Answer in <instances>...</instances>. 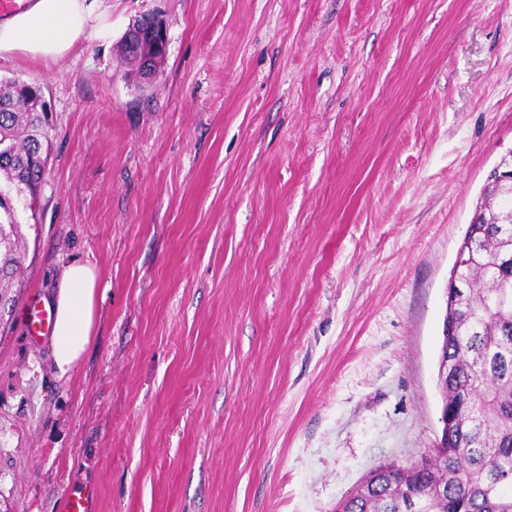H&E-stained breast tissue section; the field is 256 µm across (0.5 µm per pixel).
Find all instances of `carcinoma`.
Wrapping results in <instances>:
<instances>
[{
	"label": "carcinoma",
	"instance_id": "carcinoma-1",
	"mask_svg": "<svg viewBox=\"0 0 512 512\" xmlns=\"http://www.w3.org/2000/svg\"><path fill=\"white\" fill-rule=\"evenodd\" d=\"M42 90L0 80V288L20 265L17 206L46 173L41 151ZM485 203L456 259L438 366L448 409V455L406 471H372L336 512H512V184L484 188ZM508 254L509 261H502Z\"/></svg>",
	"mask_w": 512,
	"mask_h": 512
}]
</instances>
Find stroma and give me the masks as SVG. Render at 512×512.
Returning a JSON list of instances; mask_svg holds the SVG:
<instances>
[{
    "mask_svg": "<svg viewBox=\"0 0 512 512\" xmlns=\"http://www.w3.org/2000/svg\"><path fill=\"white\" fill-rule=\"evenodd\" d=\"M160 15L148 85L117 43ZM39 85L51 151L0 316V512H336L441 434L446 288L512 152V0H112ZM104 299L70 378L27 303Z\"/></svg>",
    "mask_w": 512,
    "mask_h": 512,
    "instance_id": "obj_1",
    "label": "stroma"
}]
</instances>
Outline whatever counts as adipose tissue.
Wrapping results in <instances>:
<instances>
[{
  "label": "adipose tissue",
  "instance_id": "adipose-tissue-1",
  "mask_svg": "<svg viewBox=\"0 0 512 512\" xmlns=\"http://www.w3.org/2000/svg\"><path fill=\"white\" fill-rule=\"evenodd\" d=\"M104 0H31L23 11L0 18V56L22 52L53 62L78 43L108 38L112 23ZM98 270L90 262L72 260L60 274L51 298L54 322L50 337L52 367L69 377L95 335L99 319Z\"/></svg>",
  "mask_w": 512,
  "mask_h": 512
}]
</instances>
